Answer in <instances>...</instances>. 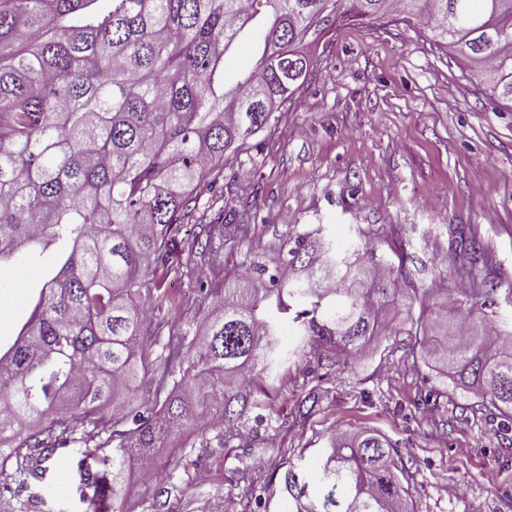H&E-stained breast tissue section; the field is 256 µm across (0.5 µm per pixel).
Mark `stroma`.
<instances>
[{"mask_svg": "<svg viewBox=\"0 0 512 512\" xmlns=\"http://www.w3.org/2000/svg\"><path fill=\"white\" fill-rule=\"evenodd\" d=\"M315 61L296 104L284 106L246 147L225 153L220 193L203 192L181 226L179 265L158 270L146 330V370L109 410L152 397L173 368L168 336L200 339L225 280L250 263L278 265L288 238L319 232L337 251L369 238L391 268L385 334L361 357L334 356L288 335V359L234 428L216 409H196L183 431L150 454L165 479L126 471L123 488L139 512H297L323 503L315 471L339 431L374 429L397 447L403 496L413 512H512V431L461 398L439 396L409 336L422 299L455 321L471 303L465 265L496 291L480 321L512 313V111L418 26L343 24L311 47ZM238 229L220 251L222 269L198 236L218 217ZM466 236L473 249L462 250ZM82 448L57 450L30 512H86ZM307 495L294 500L286 477Z\"/></svg>", "mask_w": 512, "mask_h": 512, "instance_id": "35a3bbf8", "label": "stroma"}]
</instances>
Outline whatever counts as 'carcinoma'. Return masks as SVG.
<instances>
[{"label": "carcinoma", "instance_id": "carcinoma-1", "mask_svg": "<svg viewBox=\"0 0 512 512\" xmlns=\"http://www.w3.org/2000/svg\"><path fill=\"white\" fill-rule=\"evenodd\" d=\"M425 22L429 40L462 56L484 90L512 103V0H0V270L24 264L40 284L28 319L0 343V474L25 485L44 459L88 430L104 431V404L133 379L143 353V307L180 259L179 228L213 188L224 153L267 127L309 72L302 47L345 22ZM248 38L255 66L226 78V56ZM224 221L206 225L202 249L218 254ZM385 267L373 252L351 258L315 233L288 240L281 265L250 286L224 288L194 359L212 374L271 371L284 358L281 325L337 355L381 336ZM438 319L417 323L419 348L439 357V396L459 395L512 430V349L485 328L455 330L441 346ZM114 430L118 445L87 474L92 512H130L119 480L186 427L193 405L161 396ZM252 406L224 396V419ZM320 467L344 492L341 512H410L397 452L377 431L337 433Z\"/></svg>", "mask_w": 512, "mask_h": 512}]
</instances>
